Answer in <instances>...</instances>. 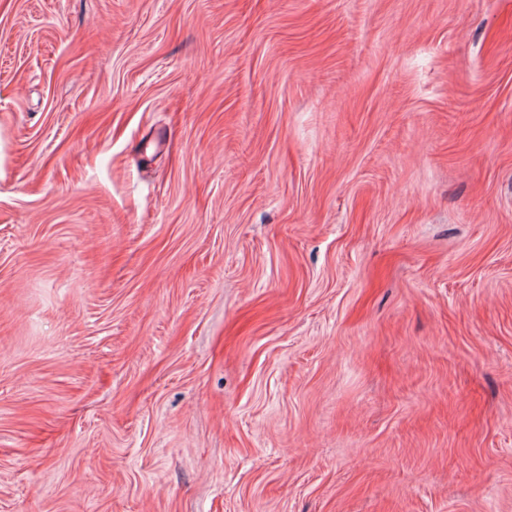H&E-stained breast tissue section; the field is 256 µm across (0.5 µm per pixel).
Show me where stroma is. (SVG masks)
<instances>
[{"instance_id":"1","label":"stroma","mask_w":512,"mask_h":512,"mask_svg":"<svg viewBox=\"0 0 512 512\" xmlns=\"http://www.w3.org/2000/svg\"><path fill=\"white\" fill-rule=\"evenodd\" d=\"M0 512H512V0H0Z\"/></svg>"}]
</instances>
